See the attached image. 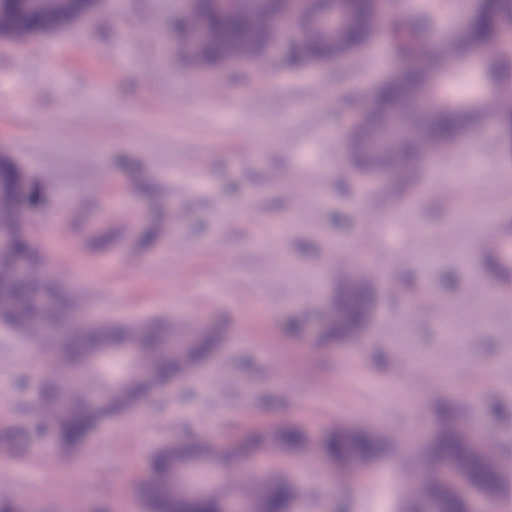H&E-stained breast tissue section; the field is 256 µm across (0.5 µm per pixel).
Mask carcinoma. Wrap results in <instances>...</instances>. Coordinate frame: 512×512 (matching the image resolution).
<instances>
[{"label": "carcinoma", "instance_id": "obj_1", "mask_svg": "<svg viewBox=\"0 0 512 512\" xmlns=\"http://www.w3.org/2000/svg\"><path fill=\"white\" fill-rule=\"evenodd\" d=\"M72 12L59 8L57 0H10L13 20L0 23V40L21 43L73 25L82 13L95 7V0H72ZM482 15L457 30L453 40L427 53L429 29L414 0H324L321 12L310 9L309 0H292L280 11L293 10L302 19L296 40L288 45L286 57L316 66L333 63V55L348 57L377 41L402 57L427 56L418 72L396 70L375 85L364 97L351 127L355 141L351 160L355 172L375 178L382 165L394 170L390 181L406 187L424 163V145L446 152L458 143V129L487 121L482 100L473 89L472 76L458 67L456 57L473 38L487 42L482 79L506 91L512 85V0H481ZM265 10L261 0H228L224 14L213 16L216 41H224V69L238 72L252 67L253 59L278 38V32L261 21L252 27V38L244 42L238 29L247 15ZM181 32L179 54L195 61L200 48L191 36L192 17L176 19ZM0 240L10 245L22 238L25 276L0 288V327L34 343L53 342L54 362L33 384H20L26 400L39 408L32 417L16 425L0 428V451L17 454L31 442L44 440L60 449L78 448L104 420L134 408L146 394L196 372L202 360L215 348L217 337L209 331L176 325L167 317L139 322H112L100 325L97 334L87 333L73 320L76 296L60 281L47 287L43 279L45 256L25 228L0 219ZM371 289L368 275L357 273L336 289L323 323L320 345L329 347L358 338L369 318ZM127 348L136 359L121 356ZM112 352L108 362L101 354ZM109 391V401L98 404L92 396ZM465 413L449 409L439 421V432L423 449L431 460L451 456L463 472L481 478L492 503L507 499L512 492V464L494 452L490 460L464 446L458 426ZM307 436L297 427L280 423L244 434L241 440L219 454L208 439L184 435L159 449L155 461L139 484V493L150 512H191L195 502L181 491L184 472L191 466L210 462L222 464L252 454L304 451ZM375 446L361 429L351 430L338 423L323 437L318 456L343 466L352 457H375ZM415 502L425 498L442 504V512H468L467 506L448 494V484L433 472L422 475L414 491ZM237 496L254 502L260 512H282L295 496L290 479L272 472L254 473L241 483Z\"/></svg>", "mask_w": 512, "mask_h": 512}]
</instances>
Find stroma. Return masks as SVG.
Returning <instances> with one entry per match:
<instances>
[{
  "instance_id": "stroma-1",
  "label": "stroma",
  "mask_w": 512,
  "mask_h": 512,
  "mask_svg": "<svg viewBox=\"0 0 512 512\" xmlns=\"http://www.w3.org/2000/svg\"><path fill=\"white\" fill-rule=\"evenodd\" d=\"M182 3L100 0L66 30L0 41V145L26 174L30 231L60 278L107 321L219 326L193 377L82 447L0 453V497L30 512H145L138 482L184 433L224 445L283 421L311 435L346 421L375 424L394 452L347 480L306 453L258 469L305 475L300 512H397L440 402L512 446L498 412L512 407V268L487 271L512 238L505 132L471 130L404 190L365 180L347 157V124L398 57L373 45L337 66L284 61L231 81L179 56ZM474 3L418 0L430 38ZM103 235L110 244L98 245ZM363 267L374 278L366 331L319 345L317 312ZM48 357L0 331V427L22 418L17 386Z\"/></svg>"
}]
</instances>
